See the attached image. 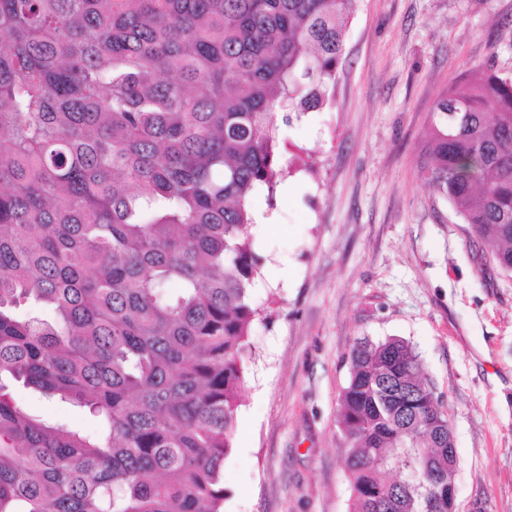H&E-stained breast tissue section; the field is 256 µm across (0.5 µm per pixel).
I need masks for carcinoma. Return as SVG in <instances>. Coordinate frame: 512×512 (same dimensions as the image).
Listing matches in <instances>:
<instances>
[{
    "label": "carcinoma",
    "instance_id": "obj_1",
    "mask_svg": "<svg viewBox=\"0 0 512 512\" xmlns=\"http://www.w3.org/2000/svg\"><path fill=\"white\" fill-rule=\"evenodd\" d=\"M356 0H0V512H221L260 314L250 200L332 97ZM435 100L429 179L512 268V79ZM32 300L55 320L23 318ZM355 512H448V414L407 341L348 355ZM21 383L96 435L26 414Z\"/></svg>",
    "mask_w": 512,
    "mask_h": 512
}]
</instances>
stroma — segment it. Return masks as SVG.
Listing matches in <instances>:
<instances>
[{
	"instance_id": "1",
	"label": "stroma",
	"mask_w": 512,
	"mask_h": 512,
	"mask_svg": "<svg viewBox=\"0 0 512 512\" xmlns=\"http://www.w3.org/2000/svg\"><path fill=\"white\" fill-rule=\"evenodd\" d=\"M512 78V0H357L333 101L283 132L293 173L256 232L249 341L223 512H350L339 394L357 338L419 353L451 421L458 512H512V273L428 180L431 107L471 68ZM29 415L96 420L16 385Z\"/></svg>"
}]
</instances>
